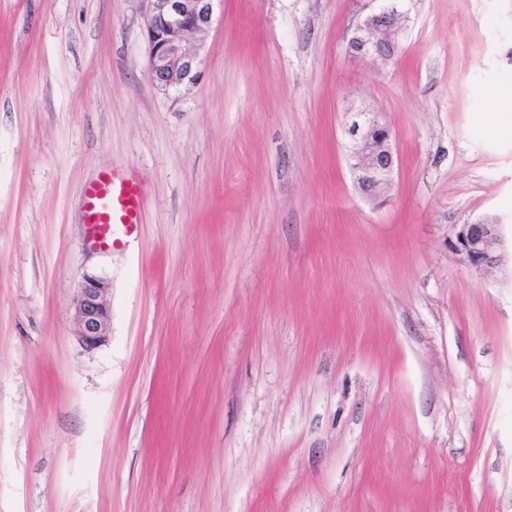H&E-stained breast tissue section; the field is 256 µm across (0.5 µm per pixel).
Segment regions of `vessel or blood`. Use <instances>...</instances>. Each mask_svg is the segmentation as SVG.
Masks as SVG:
<instances>
[{
	"label": "vessel or blood",
	"mask_w": 512,
	"mask_h": 512,
	"mask_svg": "<svg viewBox=\"0 0 512 512\" xmlns=\"http://www.w3.org/2000/svg\"><path fill=\"white\" fill-rule=\"evenodd\" d=\"M87 197L85 222L100 246L115 247L136 233L143 204L138 181L106 173L88 190Z\"/></svg>",
	"instance_id": "obj_1"
}]
</instances>
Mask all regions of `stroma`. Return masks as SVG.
<instances>
[{
  "label": "stroma",
  "mask_w": 512,
  "mask_h": 512,
  "mask_svg": "<svg viewBox=\"0 0 512 512\" xmlns=\"http://www.w3.org/2000/svg\"><path fill=\"white\" fill-rule=\"evenodd\" d=\"M390 3L218 0L165 90L147 0H0V512H512V268L454 249L512 230V0H400L395 59L349 55ZM106 172L136 250L84 222ZM355 188L369 200L379 201L390 188L398 164L389 125L378 112H351L345 128ZM85 222L96 242L105 248L121 244L141 224L143 191L133 178L104 173L87 192ZM503 225L482 221L460 225L456 232L457 251L476 269L506 266L509 251ZM109 282L97 275L85 277L75 299L76 336L86 351H94L108 340L111 308Z\"/></svg>",
  "instance_id": "35a3bbf8"
}]
</instances>
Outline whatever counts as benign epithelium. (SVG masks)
Returning a JSON list of instances; mask_svg holds the SVG:
<instances>
[{"label": "benign epithelium", "mask_w": 512, "mask_h": 512, "mask_svg": "<svg viewBox=\"0 0 512 512\" xmlns=\"http://www.w3.org/2000/svg\"><path fill=\"white\" fill-rule=\"evenodd\" d=\"M145 34L149 47V74L159 87H178L197 77L198 58L188 48L190 38L210 27L216 0H147ZM401 13L394 4L368 16L349 42L358 58L386 62L399 51ZM355 188L369 200H380L390 188L398 164L389 125L377 112L351 113L345 128ZM456 248L476 269L504 267L509 251L502 225L482 221L462 224ZM109 282L97 275L85 277L75 299L76 336L87 351L108 340L111 308Z\"/></svg>", "instance_id": "7a95c632"}]
</instances>
